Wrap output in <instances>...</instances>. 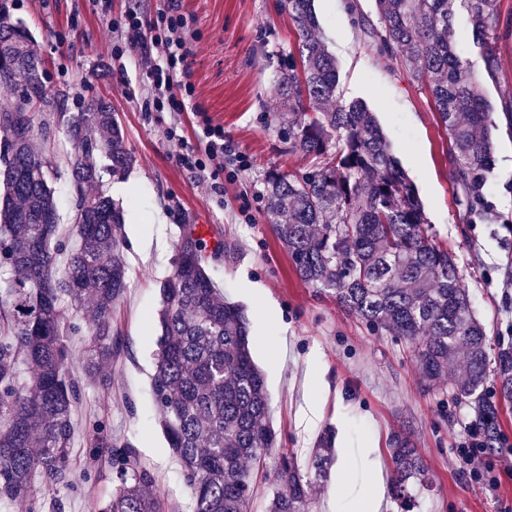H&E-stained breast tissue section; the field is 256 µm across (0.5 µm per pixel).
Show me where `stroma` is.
<instances>
[{
    "label": "stroma",
    "instance_id": "35a3bbf8",
    "mask_svg": "<svg viewBox=\"0 0 512 512\" xmlns=\"http://www.w3.org/2000/svg\"><path fill=\"white\" fill-rule=\"evenodd\" d=\"M168 1L109 0L103 15L91 0H8L13 19L35 41L47 91L63 95L67 112L105 101L135 163L124 177L103 179L104 190L124 210L129 287L112 311L121 350L108 369L110 388L87 386L73 414V486L56 492L38 482L28 496L0 502V512H53L58 498L66 512H99L116 482L110 460L87 462L97 423L134 444L141 462L155 473L167 512H192L193 488L167 445L151 391L160 335L159 284L174 269L184 224L207 225L205 267L225 299L247 313L252 357L265 375L280 447L293 449L303 465L321 434L329 429L336 434V456L317 491L315 512H351L365 478L355 451L366 446L376 450L380 512H402L389 494V440L399 431L407 433L430 471L431 486L420 494L416 512H504L512 506V403L503 401L496 383L487 381L486 388L499 417L497 442L489 451L498 488L485 495L475 492L469 475L454 462L465 427L476 418L454 396L453 376L445 377L442 388L422 387L400 342L371 332L332 296L301 283L272 232L262 198L264 173L276 168L298 175L308 166L289 153L282 133L279 64L294 50L296 34L280 0H176L195 47L180 76L193 96L187 111L159 112L145 105L139 51L113 58V46L126 41L127 32L110 29L108 22L135 9L143 33H150ZM314 5L320 37L339 64L344 99L361 98L375 113L418 188L434 237L456 257L489 347L512 344V123L502 113L504 104L512 103V35L496 42L501 70L484 82L497 124L489 199L500 221L468 224L456 196L449 139L410 67L379 61L351 27L340 0ZM44 118L52 132L47 156L59 173L54 187L62 266L76 244L75 191L65 164L71 144L55 114ZM206 120L223 126L225 141L247 156V167L210 161L204 171L192 173L179 165L167 129L179 127L193 144ZM215 181L224 185L218 197L210 191ZM138 238L151 240L150 259L134 251Z\"/></svg>",
    "mask_w": 512,
    "mask_h": 512
}]
</instances>
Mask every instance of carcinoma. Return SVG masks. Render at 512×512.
Instances as JSON below:
<instances>
[{
  "instance_id": "1",
  "label": "carcinoma",
  "mask_w": 512,
  "mask_h": 512,
  "mask_svg": "<svg viewBox=\"0 0 512 512\" xmlns=\"http://www.w3.org/2000/svg\"><path fill=\"white\" fill-rule=\"evenodd\" d=\"M372 2L370 14L361 0H349L350 19L381 57L408 64L424 83L452 145L462 219H494L488 194L495 125L481 74L493 77L500 67L497 0ZM282 9L298 42L278 80L288 112L283 130L288 151L309 167L298 176L264 174L267 213L287 215L273 232L302 283L334 294L373 332L404 343L426 388H437L448 366L459 367L456 397L474 409L491 448L497 410L484 383L493 369L501 397L512 401V347L489 355L455 255L430 233L418 190L374 112L360 99L338 98L339 69L319 39L314 0H282ZM460 13L470 25L464 45L454 28ZM13 81L30 98L60 107L44 87L34 40L0 0V82ZM59 117L73 146L80 239L61 270L60 215L41 148L48 128L34 113L0 111V501L24 496L37 475L52 487L72 484L73 408L85 386L107 384L106 368L119 348L112 305L128 287L124 211L103 190L86 196L84 186L125 172L134 157L103 104ZM204 249L196 225H181L174 270L160 283L152 391L168 446L194 487L193 512H250L253 465L276 447V433L264 376L250 352L249 319L216 288L202 263ZM89 296L90 344L76 365L60 336L62 304L81 306ZM22 364L32 373L25 390L16 385ZM332 440L329 431L320 436L304 469L297 456L281 453L264 512H312L315 483L328 477ZM389 446L390 493L410 512L430 487L428 468L404 434L393 435ZM89 456L112 461L117 488L102 512H165L154 475L132 443L97 426Z\"/></svg>"
}]
</instances>
